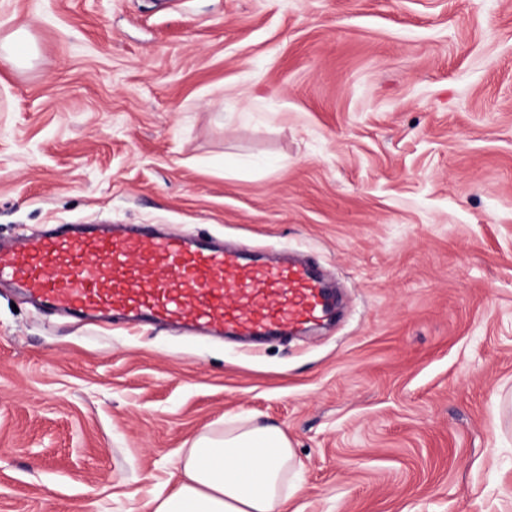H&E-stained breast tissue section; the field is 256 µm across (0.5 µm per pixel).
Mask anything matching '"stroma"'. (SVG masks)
<instances>
[{"label": "stroma", "instance_id": "1", "mask_svg": "<svg viewBox=\"0 0 512 512\" xmlns=\"http://www.w3.org/2000/svg\"><path fill=\"white\" fill-rule=\"evenodd\" d=\"M0 241L155 224L296 254L334 322L89 326L0 285V512H140L280 426L293 512H512V0H0Z\"/></svg>", "mask_w": 512, "mask_h": 512}]
</instances>
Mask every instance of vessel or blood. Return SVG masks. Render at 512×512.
I'll list each match as a JSON object with an SVG mask.
<instances>
[{
	"label": "vessel or blood",
	"instance_id": "b4317fda",
	"mask_svg": "<svg viewBox=\"0 0 512 512\" xmlns=\"http://www.w3.org/2000/svg\"><path fill=\"white\" fill-rule=\"evenodd\" d=\"M90 325L122 319L262 338L310 327L334 305L306 263H258L150 225L60 224L0 246V283Z\"/></svg>",
	"mask_w": 512,
	"mask_h": 512
}]
</instances>
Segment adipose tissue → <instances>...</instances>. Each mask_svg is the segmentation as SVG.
<instances>
[{"instance_id":"obj_1","label":"adipose tissue","mask_w":512,"mask_h":512,"mask_svg":"<svg viewBox=\"0 0 512 512\" xmlns=\"http://www.w3.org/2000/svg\"><path fill=\"white\" fill-rule=\"evenodd\" d=\"M301 468L287 434L254 419L228 417L204 428L178 460L173 484L141 512H289Z\"/></svg>"}]
</instances>
